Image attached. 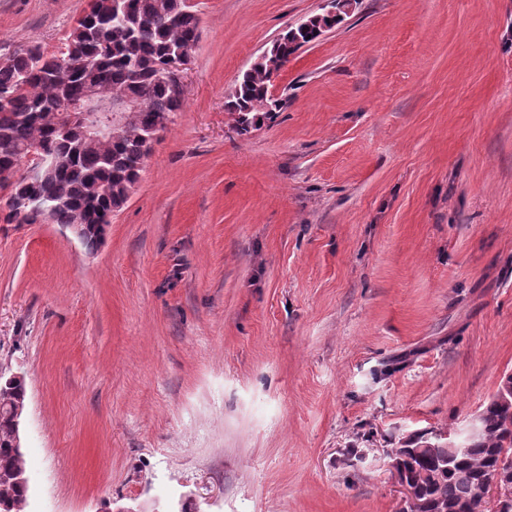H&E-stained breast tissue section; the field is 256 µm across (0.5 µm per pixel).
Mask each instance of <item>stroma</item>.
Returning a JSON list of instances; mask_svg holds the SVG:
<instances>
[{"instance_id":"obj_1","label":"stroma","mask_w":512,"mask_h":512,"mask_svg":"<svg viewBox=\"0 0 512 512\" xmlns=\"http://www.w3.org/2000/svg\"><path fill=\"white\" fill-rule=\"evenodd\" d=\"M184 106L87 249L0 222L27 512H396L386 451L512 372V0H360L240 134V73L324 0H188ZM89 0H0V62Z\"/></svg>"}]
</instances>
